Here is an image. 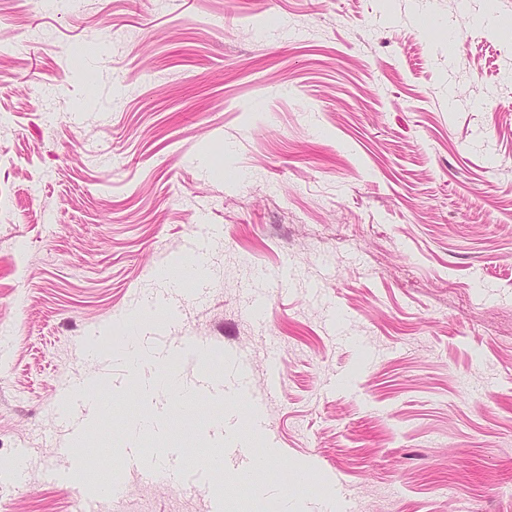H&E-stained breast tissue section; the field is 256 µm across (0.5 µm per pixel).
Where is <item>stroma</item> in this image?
I'll list each match as a JSON object with an SVG mask.
<instances>
[{
    "instance_id": "obj_1",
    "label": "stroma",
    "mask_w": 512,
    "mask_h": 512,
    "mask_svg": "<svg viewBox=\"0 0 512 512\" xmlns=\"http://www.w3.org/2000/svg\"><path fill=\"white\" fill-rule=\"evenodd\" d=\"M512 0H0V512H210L122 448H232L257 420L288 512H512ZM205 245V272L160 269ZM267 306L255 315L254 298ZM246 397L137 388L82 447L57 397L135 311ZM237 426L216 435L224 414ZM76 473L77 470L71 474H53L52 476L54 478L63 479L70 485L72 496L78 502L79 510L81 512H96L98 511L97 504L100 498L108 496L116 500L122 493L119 488L114 486L112 480L100 488L96 493L91 492L90 489L76 477Z\"/></svg>"
}]
</instances>
